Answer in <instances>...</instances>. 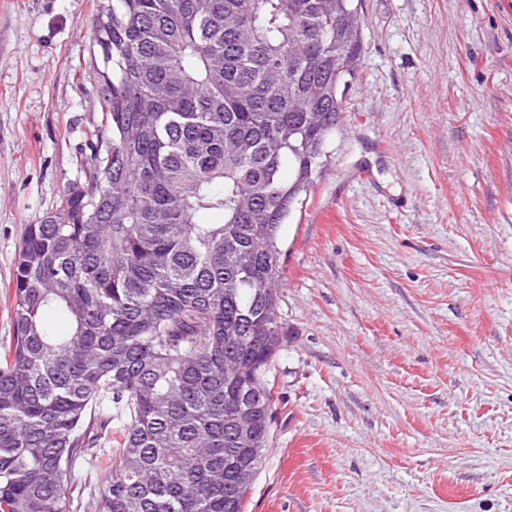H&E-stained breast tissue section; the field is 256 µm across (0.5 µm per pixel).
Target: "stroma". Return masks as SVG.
<instances>
[{
	"label": "stroma",
	"mask_w": 512,
	"mask_h": 512,
	"mask_svg": "<svg viewBox=\"0 0 512 512\" xmlns=\"http://www.w3.org/2000/svg\"><path fill=\"white\" fill-rule=\"evenodd\" d=\"M100 0H0V342L25 228L86 180ZM330 163L279 229L249 512H512V0H357Z\"/></svg>",
	"instance_id": "obj_1"
}]
</instances>
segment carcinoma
Segmentation results:
<instances>
[{
    "mask_svg": "<svg viewBox=\"0 0 512 512\" xmlns=\"http://www.w3.org/2000/svg\"><path fill=\"white\" fill-rule=\"evenodd\" d=\"M353 0H108L86 183L25 228L0 345V512H246L284 336L278 231L327 165ZM54 311L68 325L52 331ZM239 421L253 424L246 445Z\"/></svg>",
    "mask_w": 512,
    "mask_h": 512,
    "instance_id": "carcinoma-1",
    "label": "carcinoma"
}]
</instances>
